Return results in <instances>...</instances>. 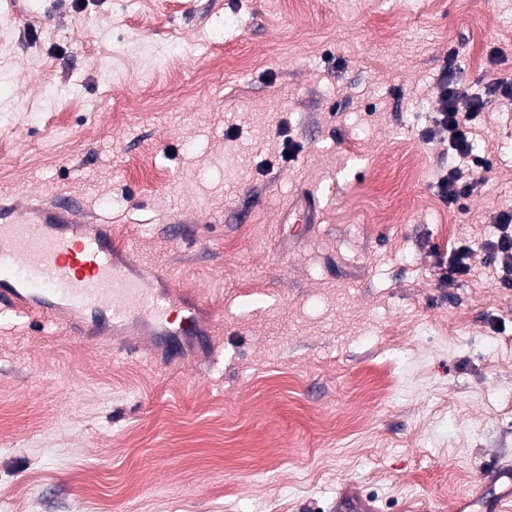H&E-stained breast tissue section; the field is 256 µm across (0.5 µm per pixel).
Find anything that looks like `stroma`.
<instances>
[{"label": "stroma", "mask_w": 512, "mask_h": 512, "mask_svg": "<svg viewBox=\"0 0 512 512\" xmlns=\"http://www.w3.org/2000/svg\"><path fill=\"white\" fill-rule=\"evenodd\" d=\"M0 46V211L63 201L212 311L126 359L0 308V512H457L512 459V290L435 256L512 207V0H0ZM446 73L485 104L458 205Z\"/></svg>", "instance_id": "35a3bbf8"}]
</instances>
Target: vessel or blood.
Wrapping results in <instances>:
<instances>
[{
    "mask_svg": "<svg viewBox=\"0 0 512 512\" xmlns=\"http://www.w3.org/2000/svg\"><path fill=\"white\" fill-rule=\"evenodd\" d=\"M111 225L76 218L63 205L18 209L0 221V303L24 316L49 318L72 335L112 337L117 350L135 355L132 335L152 336L174 351L187 336L204 342L202 296L174 288L168 276L135 263ZM485 512L512 501V462L484 473Z\"/></svg>",
    "mask_w": 512,
    "mask_h": 512,
    "instance_id": "obj_1",
    "label": "vessel or blood"
}]
</instances>
